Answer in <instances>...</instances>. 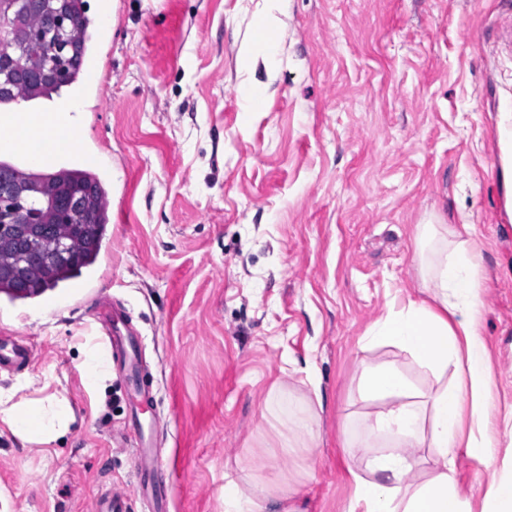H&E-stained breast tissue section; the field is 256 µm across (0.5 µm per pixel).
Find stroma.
<instances>
[{
	"mask_svg": "<svg viewBox=\"0 0 512 512\" xmlns=\"http://www.w3.org/2000/svg\"><path fill=\"white\" fill-rule=\"evenodd\" d=\"M86 3L111 29L91 43L100 84L17 108L78 102L80 139L108 160L109 224L81 294L52 289L51 308L0 295V331L36 349L29 368L0 371V392L73 412L49 443L0 422V512H94L110 489L146 512L127 377L95 384L83 368L107 296L141 334L168 512H224L243 459L283 486L269 512H347L357 361L437 384L408 352L361 346L388 306L429 297L420 224L472 225L485 276L497 436L487 463L455 451L459 492L482 512L512 481V0H112L106 19ZM170 12L180 63L157 82L152 38ZM263 25L280 41L269 61L252 39ZM254 84L267 95L247 112ZM276 382L323 397L318 439L285 463L264 454Z\"/></svg>",
	"mask_w": 512,
	"mask_h": 512,
	"instance_id": "35a3bbf8",
	"label": "stroma"
}]
</instances>
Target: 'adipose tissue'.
Returning a JSON list of instances; mask_svg holds the SVG:
<instances>
[{"label": "adipose tissue", "instance_id": "obj_1", "mask_svg": "<svg viewBox=\"0 0 512 512\" xmlns=\"http://www.w3.org/2000/svg\"><path fill=\"white\" fill-rule=\"evenodd\" d=\"M416 246L425 253L421 264L430 300L388 309L362 341L396 345L432 375L452 374L453 382L425 391L394 366L358 363V397L376 409L343 420L345 445L364 464L363 472L352 475L349 512H466L457 490L455 450L470 448L481 461L492 453L488 408L494 375L478 329L484 276L472 227L418 225ZM261 419L288 426L287 437L267 451L275 461L319 435L313 400L279 383L265 398ZM0 420L22 439L47 443L67 432L72 412L63 400L21 405L0 394ZM428 463L432 476L419 480ZM279 494L278 483L259 484L246 475L225 490L224 512H267Z\"/></svg>", "mask_w": 512, "mask_h": 512}]
</instances>
